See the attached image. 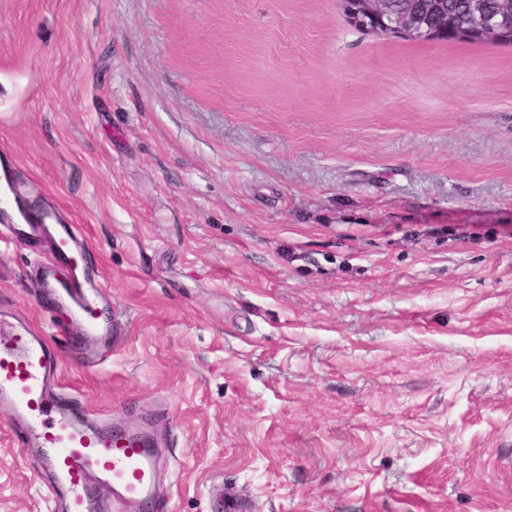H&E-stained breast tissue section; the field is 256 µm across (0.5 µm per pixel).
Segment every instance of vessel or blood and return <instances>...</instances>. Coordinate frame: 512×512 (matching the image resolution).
Listing matches in <instances>:
<instances>
[{
  "label": "vessel or blood",
  "mask_w": 512,
  "mask_h": 512,
  "mask_svg": "<svg viewBox=\"0 0 512 512\" xmlns=\"http://www.w3.org/2000/svg\"><path fill=\"white\" fill-rule=\"evenodd\" d=\"M11 187L0 189V229L10 238L49 236V268H67L55 281L59 298L88 338L108 337L111 321L100 313L101 286L88 282L83 258L69 234H55L48 214L28 210L13 221ZM58 363L47 341L29 331L0 336V407L16 424L21 448H38L53 476L52 496L61 497L60 512H144L159 494L153 442L143 432L109 422L85 423V408L73 398L48 389Z\"/></svg>",
  "instance_id": "1"
}]
</instances>
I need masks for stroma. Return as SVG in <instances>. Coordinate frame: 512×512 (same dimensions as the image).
<instances>
[{
  "instance_id": "35a3bbf8",
  "label": "stroma",
  "mask_w": 512,
  "mask_h": 512,
  "mask_svg": "<svg viewBox=\"0 0 512 512\" xmlns=\"http://www.w3.org/2000/svg\"><path fill=\"white\" fill-rule=\"evenodd\" d=\"M85 245L87 364L0 242V320L159 437L146 512H512V45L344 0H0V164ZM0 410V512H52ZM356 6L349 10L358 18L370 20V32L375 35L403 33L414 38L448 37V11L464 13L469 0H446L447 5L435 0L426 5L425 11L399 12L393 3L399 0H355Z\"/></svg>"
}]
</instances>
